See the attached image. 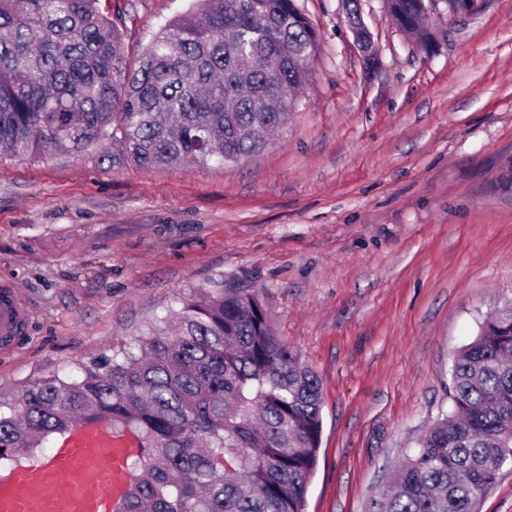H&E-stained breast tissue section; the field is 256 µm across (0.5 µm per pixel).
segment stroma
<instances>
[{"instance_id":"obj_1","label":"stroma","mask_w":512,"mask_h":512,"mask_svg":"<svg viewBox=\"0 0 512 512\" xmlns=\"http://www.w3.org/2000/svg\"><path fill=\"white\" fill-rule=\"evenodd\" d=\"M319 52L288 129L234 165L146 168L98 148L0 157V289L27 305L0 395L139 339L177 298L256 291L320 378L306 512H371L449 409L451 358L512 303V0L429 14L433 51L384 0H296ZM196 0H112L130 52Z\"/></svg>"}]
</instances>
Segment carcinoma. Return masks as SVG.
<instances>
[{"instance_id": "1", "label": "carcinoma", "mask_w": 512, "mask_h": 512, "mask_svg": "<svg viewBox=\"0 0 512 512\" xmlns=\"http://www.w3.org/2000/svg\"><path fill=\"white\" fill-rule=\"evenodd\" d=\"M390 18L433 46L424 0ZM316 30L296 0H199L130 62L102 0H0V154L92 145L144 167L237 164L297 111ZM140 338L0 397V462L34 466L78 420L137 436L120 512H304L322 433L318 376L274 334L260 296L177 300ZM451 408L389 476L376 512H476L512 463V306L448 369Z\"/></svg>"}]
</instances>
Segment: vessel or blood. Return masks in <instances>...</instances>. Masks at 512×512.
<instances>
[{
  "label": "vessel or blood",
  "mask_w": 512,
  "mask_h": 512,
  "mask_svg": "<svg viewBox=\"0 0 512 512\" xmlns=\"http://www.w3.org/2000/svg\"><path fill=\"white\" fill-rule=\"evenodd\" d=\"M27 316L16 292L0 299V340L14 337ZM136 441L103 425L77 423L53 458L0 474V512H115L119 458Z\"/></svg>",
  "instance_id": "obj_1"
}]
</instances>
